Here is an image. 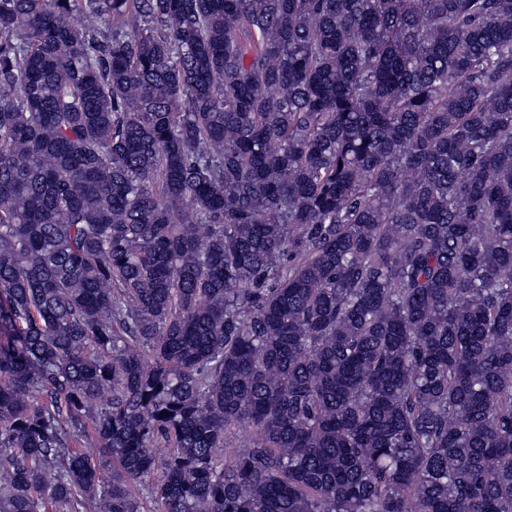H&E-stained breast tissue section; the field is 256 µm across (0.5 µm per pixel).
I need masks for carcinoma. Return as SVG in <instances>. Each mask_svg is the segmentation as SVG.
Wrapping results in <instances>:
<instances>
[{
  "mask_svg": "<svg viewBox=\"0 0 512 512\" xmlns=\"http://www.w3.org/2000/svg\"><path fill=\"white\" fill-rule=\"evenodd\" d=\"M140 484L512 512V0H0V512Z\"/></svg>",
  "mask_w": 512,
  "mask_h": 512,
  "instance_id": "1",
  "label": "carcinoma"
}]
</instances>
